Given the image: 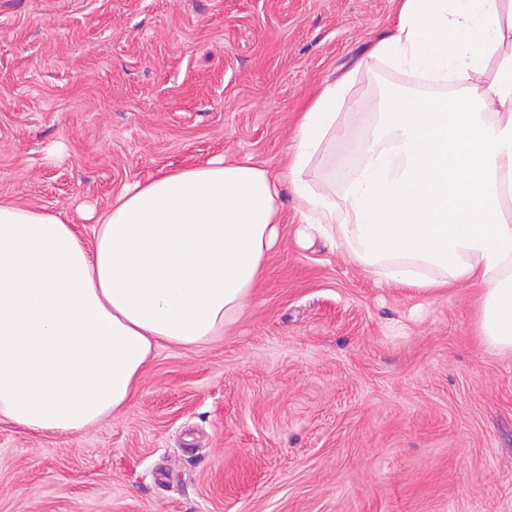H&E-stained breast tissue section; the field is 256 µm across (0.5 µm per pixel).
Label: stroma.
Instances as JSON below:
<instances>
[{
  "label": "stroma",
  "mask_w": 512,
  "mask_h": 512,
  "mask_svg": "<svg viewBox=\"0 0 512 512\" xmlns=\"http://www.w3.org/2000/svg\"><path fill=\"white\" fill-rule=\"evenodd\" d=\"M398 0H0V200L76 216L215 155L288 164L318 88L363 68ZM60 148L48 160L50 148ZM239 319L163 347L117 417L69 435L0 422V512H512V356L477 337L479 284L379 285L295 237Z\"/></svg>",
  "instance_id": "stroma-1"
}]
</instances>
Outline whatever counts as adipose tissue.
I'll return each instance as SVG.
<instances>
[{"label": "adipose tissue", "mask_w": 512, "mask_h": 512, "mask_svg": "<svg viewBox=\"0 0 512 512\" xmlns=\"http://www.w3.org/2000/svg\"><path fill=\"white\" fill-rule=\"evenodd\" d=\"M370 56L445 90L344 124L345 85H324L286 171L219 156L134 182L88 242L70 218L0 202V421L83 430L128 407L160 348L223 335L277 243L284 184L300 244L346 247L379 282L428 296L480 282L479 340L512 354V0H402ZM348 125L364 139L329 156ZM318 164L339 192L311 184Z\"/></svg>", "instance_id": "1"}]
</instances>
